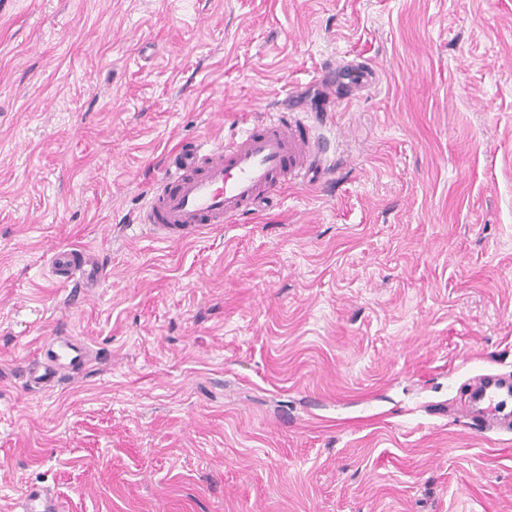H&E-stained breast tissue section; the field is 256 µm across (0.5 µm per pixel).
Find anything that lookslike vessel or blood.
<instances>
[{"instance_id": "vessel-or-blood-1", "label": "vessel or blood", "mask_w": 512, "mask_h": 512, "mask_svg": "<svg viewBox=\"0 0 512 512\" xmlns=\"http://www.w3.org/2000/svg\"><path fill=\"white\" fill-rule=\"evenodd\" d=\"M340 74L354 87L368 86L374 79L371 69L353 66L342 70L332 65L323 78L331 83ZM325 121L322 113L309 121L297 112H275L216 145L188 143L171 156L162 180L138 217L139 223L149 225L162 240L172 242L198 236L212 224L246 219L257 204L278 199L283 189L303 181L312 167L321 164L320 142L311 131L313 123ZM50 267L67 284L91 288L100 282L97 268L79 249L55 252ZM86 354L77 337L53 339L42 346V368L30 370L29 380L44 384L61 368H82ZM477 392L486 410L503 411L512 421L511 383L486 375ZM20 509L58 512L53 497L36 485L26 490Z\"/></svg>"}]
</instances>
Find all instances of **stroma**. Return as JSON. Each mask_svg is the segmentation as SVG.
<instances>
[{"label":"stroma","instance_id":"35a3bbf8","mask_svg":"<svg viewBox=\"0 0 512 512\" xmlns=\"http://www.w3.org/2000/svg\"><path fill=\"white\" fill-rule=\"evenodd\" d=\"M376 83L321 173L170 243L133 224L323 63ZM76 247L86 297L49 271ZM76 376L36 390L40 345ZM512 0H0V512H512ZM86 348L75 336L55 338L41 347L39 355L43 358L42 372L30 370L29 381L35 384L50 382L57 371L63 367L80 369L86 362ZM479 394V400H475L473 397L474 405L471 406L467 413L469 418L477 424H482L481 420H478L475 416L471 415L475 412V408L482 403L484 405V409L497 412L504 411L509 408L506 416L509 420V429L511 428L512 422V384L504 383L498 379H495L492 376L485 375L483 376L480 386L478 387L475 394ZM21 512H58L56 501L44 488L31 485L20 504Z\"/></svg>","mask_w":512,"mask_h":512}]
</instances>
